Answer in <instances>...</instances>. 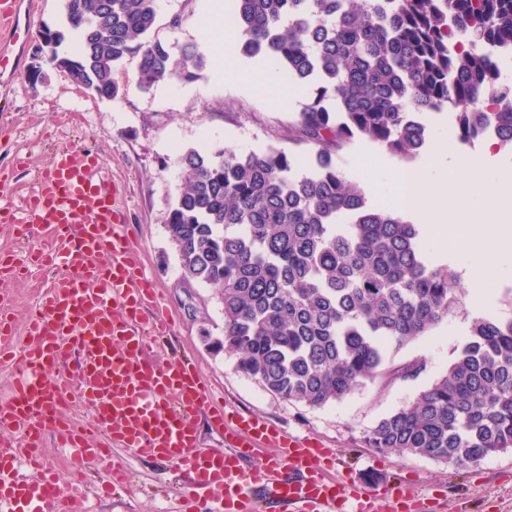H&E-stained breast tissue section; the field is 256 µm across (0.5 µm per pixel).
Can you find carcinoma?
Returning a JSON list of instances; mask_svg holds the SVG:
<instances>
[{
  "label": "carcinoma",
  "mask_w": 512,
  "mask_h": 512,
  "mask_svg": "<svg viewBox=\"0 0 512 512\" xmlns=\"http://www.w3.org/2000/svg\"><path fill=\"white\" fill-rule=\"evenodd\" d=\"M234 51L316 86L297 112L310 168L275 147L248 153L188 148L187 178L167 217L183 279L216 289L221 350L292 404L322 408L392 372L388 351L431 332L460 301L455 273L427 263L419 225L368 204L336 167L355 138L412 159L430 136L424 114L451 110L458 141L489 134L512 145V0H228ZM157 0H63L40 53L70 80L117 98L115 68L138 57L143 90L192 80L205 65L148 40ZM78 31L75 55L60 52ZM337 101L338 111L324 105ZM380 451L476 464L512 450V317L473 318L447 371L366 436Z\"/></svg>",
  "instance_id": "cac0c4a2"
}]
</instances>
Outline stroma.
<instances>
[{
    "instance_id": "stroma-1",
    "label": "stroma",
    "mask_w": 512,
    "mask_h": 512,
    "mask_svg": "<svg viewBox=\"0 0 512 512\" xmlns=\"http://www.w3.org/2000/svg\"><path fill=\"white\" fill-rule=\"evenodd\" d=\"M215 5L216 0H157L151 40L174 48L197 45L207 63L193 81L163 80L145 91L137 84L138 58H127L115 73L122 93L109 101L76 86L65 72L51 67L42 82L28 80L38 33L43 26L57 25L62 0H18L22 34L13 50L19 68L14 75H0V173L5 176L0 182V201L22 208L54 152L71 147L91 151L101 176L119 189L131 243L147 277L165 297L174 324L172 334L150 348L152 358L162 365L190 360L207 387L222 395L228 406L267 418L334 450V471L343 478L369 484H418L428 498L430 512H512V451L459 467L380 452L365 443L366 434L379 420L412 403L447 370L473 316L483 310L512 316V254H498L492 246L460 249L449 264L452 271L488 262L498 267L493 301L483 309L474 307L470 284L459 280L460 308L447 322L390 357L394 368L422 362L424 370L418 377L369 382L343 401L322 408L291 404L272 395L238 369L234 354L209 347V339L222 337L224 332L222 304L213 288L184 282L166 227L184 183L176 156L189 148L246 153L272 146L307 157L308 146L293 141L290 131L298 105L312 95L308 86H298L295 105L279 108L252 87L218 78L212 63L211 31L201 23ZM366 154L381 156L384 165L375 175L383 181L396 169L428 162L427 154L407 160L356 138L337 152L336 165L349 180H356ZM56 275L53 269H36L26 278L11 274L0 278V304L10 309L15 341H23L25 321ZM90 445L113 448L105 435L92 438ZM113 450L115 458L131 468V485L109 497L62 499L57 512H175L176 496L188 492L189 479L173 465L140 461L123 449ZM41 452L56 470L61 490H69L77 481L91 490L104 477L100 467L71 459L52 433H45Z\"/></svg>"
}]
</instances>
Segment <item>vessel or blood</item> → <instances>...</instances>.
<instances>
[{"mask_svg": "<svg viewBox=\"0 0 512 512\" xmlns=\"http://www.w3.org/2000/svg\"><path fill=\"white\" fill-rule=\"evenodd\" d=\"M117 199L92 155L72 147L53 154L22 210L0 204V222L16 231L49 226V239L31 258L62 270L29 316L23 368L0 411V424L20 436L0 445V512H54L60 486L38 455L48 431L77 459L106 463L112 487L128 480L112 461L113 447L174 465L191 480L185 512H206L210 502L221 512H260L265 498L292 512H415L421 495L413 485L338 479L331 472L334 454L320 443L226 410L187 361L159 366L148 359L149 336L161 334L167 318L130 245ZM73 363L78 372L71 385L63 373ZM72 399L90 411L88 425L76 428L64 419L61 409ZM203 410L224 432V453L200 447L192 419ZM105 432L112 448L91 447L90 437ZM265 448L270 459L245 468ZM24 462L40 468L38 480L21 477Z\"/></svg>", "mask_w": 512, "mask_h": 512, "instance_id": "1", "label": "vessel or blood"}]
</instances>
